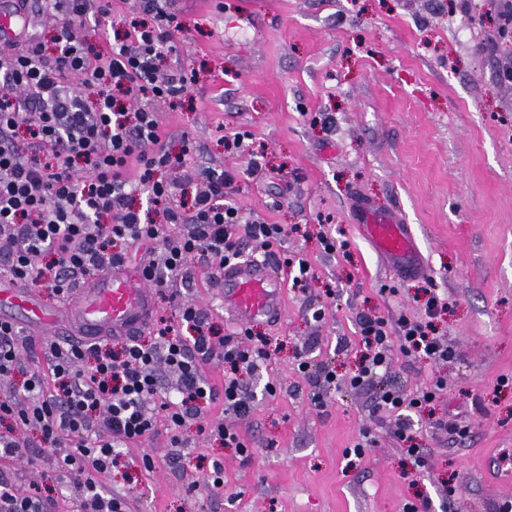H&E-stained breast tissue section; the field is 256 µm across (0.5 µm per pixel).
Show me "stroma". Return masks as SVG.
<instances>
[{
	"instance_id": "35a3bbf8",
	"label": "stroma",
	"mask_w": 512,
	"mask_h": 512,
	"mask_svg": "<svg viewBox=\"0 0 512 512\" xmlns=\"http://www.w3.org/2000/svg\"><path fill=\"white\" fill-rule=\"evenodd\" d=\"M170 9L183 29L158 74L193 84L149 107L167 150L191 153L160 178L180 182L187 208L203 187L196 168L233 172L231 202L283 225L277 259L305 258L315 277L302 290L282 271V319L251 325L271 358L245 380L250 413H225L216 399L186 422L181 446L162 430L123 449L103 489L125 496L130 512H403L424 499L431 512H496L512 502V83L498 80L512 70V41L498 32L497 0H171ZM237 132L246 139L232 153L224 139ZM361 198L402 212L424 274L399 276L378 256L355 225ZM323 230L347 241L345 254L324 256ZM210 274L194 258L174 287L221 338L235 326ZM429 289L446 305L436 333L455 355L436 364L393 351L384 381L409 395L444 378L434 407L394 418L375 412L374 389L320 382L321 369L358 366V315L422 317ZM301 354L311 375L298 370ZM270 382L276 395L265 393ZM204 420L233 425L252 457L201 432ZM397 420L427 467L393 438ZM463 422L468 434H453ZM367 428L376 447L352 455ZM216 461L220 489L206 483ZM0 476L21 490L42 480L55 512L79 508L54 458L35 470L6 462Z\"/></svg>"
}]
</instances>
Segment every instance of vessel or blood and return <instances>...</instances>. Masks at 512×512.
<instances>
[{
	"label": "vessel or blood",
	"instance_id": "1",
	"mask_svg": "<svg viewBox=\"0 0 512 512\" xmlns=\"http://www.w3.org/2000/svg\"><path fill=\"white\" fill-rule=\"evenodd\" d=\"M363 234L399 274L417 270L418 250L407 224L392 210L378 212L366 203L357 205ZM215 281L224 285V310L238 325L256 319H277L283 313V289L270 261L238 262L216 272ZM155 299L149 288L121 266H112L94 276L77 293L73 315L84 335H137L149 322ZM19 311L27 321L51 329L59 324L56 311L30 293L0 284V307Z\"/></svg>",
	"mask_w": 512,
	"mask_h": 512
}]
</instances>
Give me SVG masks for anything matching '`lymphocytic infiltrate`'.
<instances>
[{
	"label": "lymphocytic infiltrate",
	"instance_id": "1",
	"mask_svg": "<svg viewBox=\"0 0 512 512\" xmlns=\"http://www.w3.org/2000/svg\"><path fill=\"white\" fill-rule=\"evenodd\" d=\"M167 4L144 0L150 22L133 24L127 40L105 55L68 22L53 53L26 36L0 54V225L12 232L0 273L61 295L80 279L125 263V253L111 251V243L148 249L158 243L162 264L143 265L141 275L178 313L177 324L158 320L147 345L134 338L117 349L107 338L51 344L53 391H45L42 376L33 372L22 383L27 404L11 393L0 396V422L10 420L40 434L45 453L54 455L58 471L76 489L81 512H127L126 501L103 491L98 481L121 449L162 427L170 443L180 445L186 420L201 417L202 403L219 393L225 409L239 416L250 413L243 377L270 357L265 340L248 330L213 339L195 304L169 288L194 257L209 259L219 271L238 262L248 243L269 250L281 243L285 231L278 224L244 221L239 207L224 199L234 190L227 170L200 171L203 188L188 210L175 202L177 181L155 179L158 168L187 161L166 151L156 113L141 105L145 99L182 97L190 84L181 74H157L156 61L172 40L176 19ZM132 171L137 179H129ZM141 186L147 187L151 205L161 209L163 223L143 219L132 207L131 196ZM174 224L179 232H171ZM424 306L419 320L359 316L363 353L358 368L342 380L335 371H324L325 382L339 381L354 390L369 387L388 371L396 349L435 363L448 360L452 351L433 325L443 304L432 293ZM183 325L192 336H181ZM199 355L228 367L221 388L203 380L195 361ZM160 364L178 374V399L162 393L156 377ZM445 388V381L436 378L409 396L387 389L375 408L395 413L431 407ZM63 446L67 454L58 455ZM0 512H51V500L39 483L20 493L1 478Z\"/></svg>",
	"mask_w": 512,
	"mask_h": 512
}]
</instances>
